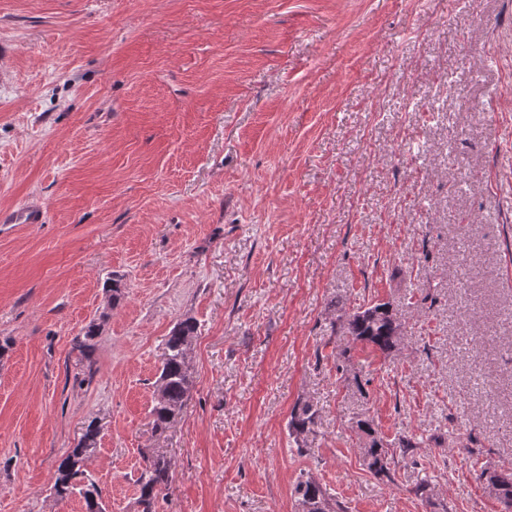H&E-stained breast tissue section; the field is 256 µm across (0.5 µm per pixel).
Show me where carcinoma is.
Listing matches in <instances>:
<instances>
[{
    "mask_svg": "<svg viewBox=\"0 0 512 512\" xmlns=\"http://www.w3.org/2000/svg\"><path fill=\"white\" fill-rule=\"evenodd\" d=\"M197 322L185 318L178 322L168 336L161 359V395L155 399L151 410L154 432L163 433L182 414L188 401L192 380L187 378L185 337L195 336ZM343 336L370 344L383 353L393 351L399 342L393 315L386 304L374 302L347 315L339 325ZM316 411L308 404L294 412L289 423L291 434L300 436L315 424ZM99 430L88 425L79 442L64 456L57 468L55 494L64 499L75 489L74 479L84 474V462L97 450ZM368 468L379 476H389L393 456L389 455L381 441L372 439L363 449ZM172 462L164 457L145 458V467L138 479L140 485L141 512H156V505L163 491L169 489ZM495 495L505 512H512V472L492 473L488 477ZM295 495L301 512H343L339 503H330L322 487L312 478L300 479Z\"/></svg>",
    "mask_w": 512,
    "mask_h": 512,
    "instance_id": "1",
    "label": "carcinoma"
}]
</instances>
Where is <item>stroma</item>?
Wrapping results in <instances>:
<instances>
[{"label": "stroma", "mask_w": 512, "mask_h": 512, "mask_svg": "<svg viewBox=\"0 0 512 512\" xmlns=\"http://www.w3.org/2000/svg\"><path fill=\"white\" fill-rule=\"evenodd\" d=\"M510 244L512 0H0V512H85L53 486L92 422L105 512L157 451L159 512H298L303 474L345 512H502ZM374 302L387 355L332 329ZM360 418L415 441L390 476ZM197 322L185 318L178 322L168 336L161 359V395L155 398L151 410L154 432L163 433L182 414L192 387L187 378L185 337L195 336ZM316 411L309 404L304 405L299 411L294 412L289 423L291 434L295 435V441L300 445L299 436L310 430L315 424ZM362 449L368 468L376 475L389 476L393 455H389L388 450L384 448L382 442L373 438L371 445L368 448Z\"/></svg>", "instance_id": "stroma-1"}]
</instances>
